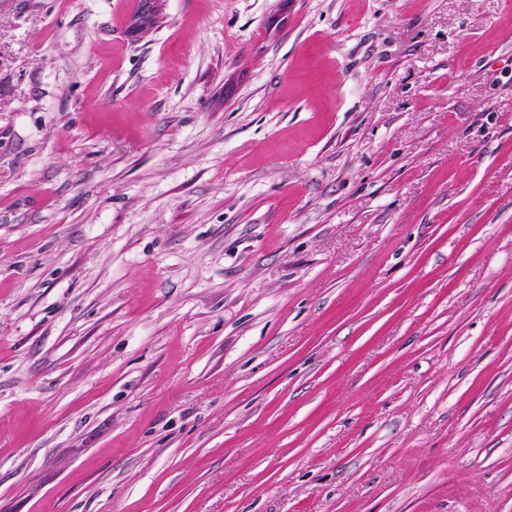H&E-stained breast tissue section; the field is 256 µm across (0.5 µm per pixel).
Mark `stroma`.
<instances>
[{
  "mask_svg": "<svg viewBox=\"0 0 512 512\" xmlns=\"http://www.w3.org/2000/svg\"><path fill=\"white\" fill-rule=\"evenodd\" d=\"M0 0V512H512V0ZM164 0H139L137 8L128 18V28L134 35H145L152 30Z\"/></svg>",
  "mask_w": 512,
  "mask_h": 512,
  "instance_id": "1",
  "label": "stroma"
}]
</instances>
